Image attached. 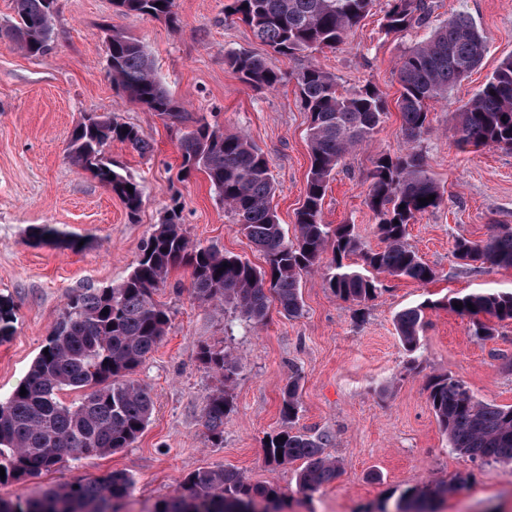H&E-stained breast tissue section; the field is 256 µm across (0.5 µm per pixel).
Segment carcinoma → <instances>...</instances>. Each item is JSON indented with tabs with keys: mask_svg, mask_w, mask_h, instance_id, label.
Returning <instances> with one entry per match:
<instances>
[{
	"mask_svg": "<svg viewBox=\"0 0 512 512\" xmlns=\"http://www.w3.org/2000/svg\"><path fill=\"white\" fill-rule=\"evenodd\" d=\"M162 5H157V2ZM54 0H12L15 17L0 25V39L13 42L25 54H46L55 44ZM372 0H232L228 16L248 26L262 43L284 56L334 49L366 17ZM124 13L164 20L177 30L180 20L174 0H112ZM433 0H388L383 29L398 33L430 23ZM107 72L126 99L155 113L179 134L181 162L177 181L204 173L218 200L233 216L237 232L263 254L266 267L213 245L193 242L182 227L180 194L170 198L162 223L155 226L131 271L119 283L83 288L71 296L61 321L53 328L25 378L0 401V467L4 481H21L50 471L65 461L104 456L133 444L149 423L154 399L135 375L162 341L169 327L167 309L154 295L177 268L190 271L189 293L201 305H226L250 324L265 323L270 301L279 313L297 318L303 313L301 277L319 267L324 254L332 258L324 269L326 287L345 302L366 305L381 294L380 276L427 284L435 269L408 243V226L418 216L437 209L443 194L423 155L416 149L430 126L428 102L445 98L483 61L487 40L463 12L435 26L423 42L400 56L396 105L401 133L408 148L382 155L369 175L366 204L377 220L383 246L368 249L352 224L332 226L322 221L326 189L346 154L372 140L387 110L385 98L365 87L338 91L336 79L316 64L300 69L294 80L308 115L311 166L304 201L297 211L294 236L279 223L273 205L275 186L264 152L244 134H226L204 117H191L157 77L152 59L135 37L108 29ZM225 62L240 80L255 90L276 87L281 76L261 56L230 52ZM140 154L151 151L140 130L110 117L88 114L73 130L67 156L118 196L130 215L142 205V189L130 176L113 168L105 147L114 142ZM455 143L512 150V56L501 61L483 88L456 111ZM133 187L128 192L127 187ZM434 196L423 205L421 198ZM35 236L70 248L78 241L51 224ZM455 258L463 266L512 267V227L491 224L486 238L459 237ZM464 307L455 309L453 303ZM471 303L474 309L466 304ZM440 305L468 317L478 339H491L496 326L512 322L511 291H478L448 297L438 303L404 308L395 315L403 348H420L425 310ZM109 313H103V309ZM10 298H0V343L15 333ZM201 362L220 377V387L203 410V426L212 441L224 440V418L232 409L229 389L238 371L229 353L204 345ZM26 395H20L21 389ZM81 390L67 405L63 389ZM429 402L450 447L480 462L512 463V406L477 399L451 374L429 383ZM299 377L291 376L282 392L280 413L287 429L267 436L265 460L271 465L299 461L298 486L316 492L336 479L340 465L327 451L326 434L308 435L294 429L299 412ZM465 478L405 491L394 512H437L436 503ZM134 479L122 472L75 483H64L24 500L0 498V512H118L112 509L130 494ZM184 494L153 505L149 512H256L258 502L279 505L277 487L248 481L232 469H203L187 475Z\"/></svg>",
	"mask_w": 512,
	"mask_h": 512,
	"instance_id": "obj_1",
	"label": "carcinoma"
}]
</instances>
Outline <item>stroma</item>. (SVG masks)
<instances>
[{"label": "stroma", "instance_id": "stroma-1", "mask_svg": "<svg viewBox=\"0 0 512 512\" xmlns=\"http://www.w3.org/2000/svg\"><path fill=\"white\" fill-rule=\"evenodd\" d=\"M228 3L175 0L181 20L175 31L164 21L119 12L112 0H57L54 51L31 57L0 40V295L12 300L16 314L14 336L0 343V400L29 370L69 295L126 277L172 192L181 195L183 228L192 241L216 245L258 267L265 264L238 233L205 175L174 184L180 162L176 132L154 112L128 102L108 78L101 24L142 42L186 112L206 116L225 133H245L263 150L276 186L277 217L288 228L303 203L311 163L308 118L295 73L314 63L334 75L341 89L375 87L386 97L388 112L374 139L337 167L322 220L354 225L367 248H379L376 220L365 203L369 174L379 155L404 148L394 68L406 50L427 37L428 28L385 33L387 0H373L369 16L343 44L289 58L227 17ZM433 4V23L464 12L487 36L481 66L447 99L431 104L430 131L420 144L443 202L409 225L408 241L436 270L435 280L421 285L387 278L382 296L362 308L336 298L321 274L311 272L301 281L303 316L288 319L273 308L254 329L223 306L193 300L188 270H177L156 296L169 311V328L137 373L155 401L143 434L110 455L0 484V497H29L114 471L134 479L129 503L149 507L177 495L187 474L227 468L276 486L283 512H320L327 505L336 512H381L404 490L458 475L466 484L441 502L439 512H512V464L474 463L453 451L428 399L430 379L451 373L478 399L512 405V324L479 341L469 318L440 305L455 294L512 289V268L463 267L453 255L456 238L480 240L489 225L512 226V151L458 150L452 119L512 55V0ZM233 51L264 57L281 83L264 91L247 87L224 62ZM88 113L134 125L152 145L145 155L118 142L108 149L114 167L144 188L137 215H129L116 195L67 157L71 133ZM43 224L72 235L80 247L35 241L32 229ZM426 300L434 306L426 312L421 348L411 355L399 342L394 316ZM203 345L240 360L233 409L219 445L202 421L216 384L198 359ZM293 375L300 378L298 428L329 434V452L341 463L336 479L314 493L300 491L297 464L271 466L264 457L267 435L283 427L281 390Z\"/></svg>", "mask_w": 512, "mask_h": 512}]
</instances>
